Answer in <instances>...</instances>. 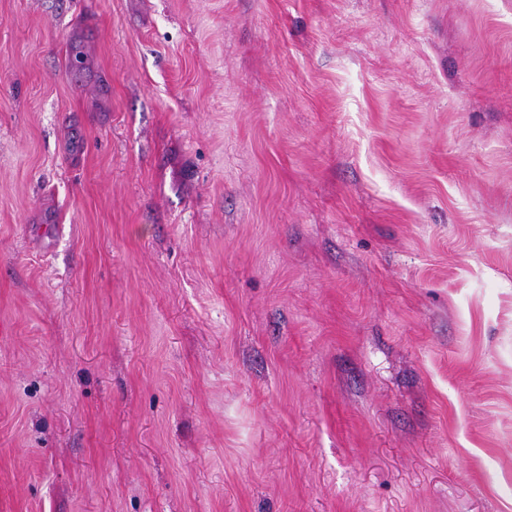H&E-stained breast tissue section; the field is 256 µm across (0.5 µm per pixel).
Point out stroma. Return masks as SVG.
<instances>
[{"label": "stroma", "mask_w": 512, "mask_h": 512, "mask_svg": "<svg viewBox=\"0 0 512 512\" xmlns=\"http://www.w3.org/2000/svg\"><path fill=\"white\" fill-rule=\"evenodd\" d=\"M0 512H512V0H0Z\"/></svg>", "instance_id": "obj_1"}]
</instances>
